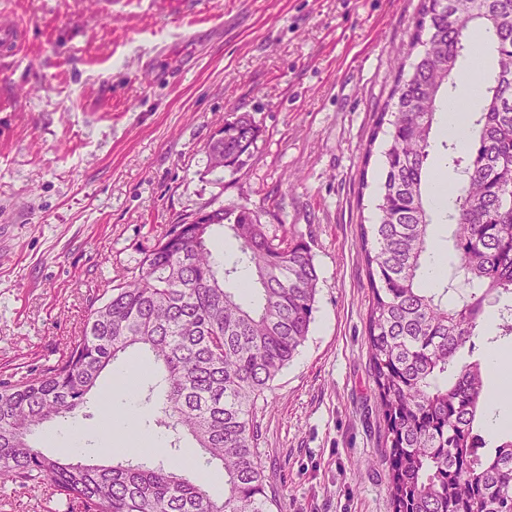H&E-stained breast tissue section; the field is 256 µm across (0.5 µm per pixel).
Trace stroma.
<instances>
[{
  "label": "stroma",
  "instance_id": "obj_1",
  "mask_svg": "<svg viewBox=\"0 0 512 512\" xmlns=\"http://www.w3.org/2000/svg\"><path fill=\"white\" fill-rule=\"evenodd\" d=\"M419 0H0V374L63 357L91 308L171 225L221 206L255 211L271 235L302 232L319 274L309 334L258 403L265 474L286 512H391L379 459L382 411L369 368L371 290L360 227L375 223L393 62ZM260 133L214 168L219 124ZM375 156L364 160L367 146ZM119 360L93 393L114 419L78 416L35 435L90 464L128 435ZM54 484L0 487V512H50Z\"/></svg>",
  "mask_w": 512,
  "mask_h": 512
}]
</instances>
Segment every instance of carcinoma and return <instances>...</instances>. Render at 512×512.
Here are the masks:
<instances>
[{"mask_svg":"<svg viewBox=\"0 0 512 512\" xmlns=\"http://www.w3.org/2000/svg\"><path fill=\"white\" fill-rule=\"evenodd\" d=\"M419 46L410 75L397 60L364 155L367 165L385 132L377 222L360 228L384 481L393 512H512V433L488 448L486 367L458 364L484 331L485 307L498 306L496 335L512 336V0H421L409 50ZM464 75L477 105L439 142L437 114ZM258 134L246 114L224 123L208 143L210 165L237 164ZM440 149L454 178L437 215L427 190L442 183L429 167ZM438 218L451 229L450 270L442 287L425 288ZM216 226L236 241L231 262L211 246ZM318 280L304 235L279 240L244 206L171 225L138 274L90 310L65 356L0 378V486L51 481L80 512H271L277 494L256 453L257 404L308 336ZM137 349L158 367L144 403L145 422L164 430L162 447L111 451L109 464L94 465L33 443L50 423L109 412L89 394ZM186 438L206 465L224 469V497L180 454Z\"/></svg>","mask_w":512,"mask_h":512,"instance_id":"obj_1","label":"carcinoma"}]
</instances>
